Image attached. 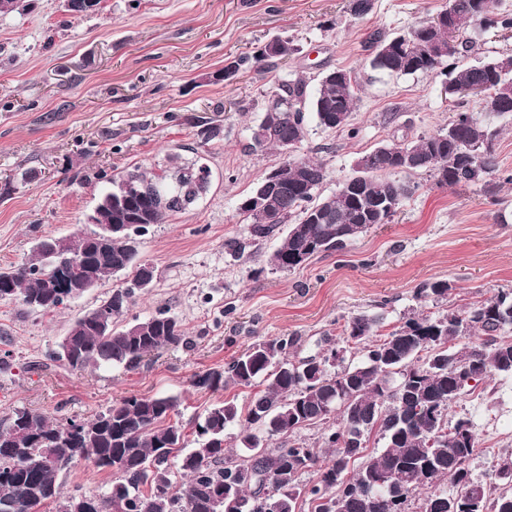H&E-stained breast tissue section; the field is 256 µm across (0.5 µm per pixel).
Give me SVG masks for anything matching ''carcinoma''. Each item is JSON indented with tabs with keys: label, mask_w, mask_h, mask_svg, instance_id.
Here are the masks:
<instances>
[{
	"label": "carcinoma",
	"mask_w": 512,
	"mask_h": 512,
	"mask_svg": "<svg viewBox=\"0 0 512 512\" xmlns=\"http://www.w3.org/2000/svg\"><path fill=\"white\" fill-rule=\"evenodd\" d=\"M453 37H448V23ZM512 29V15L495 12V0H447L436 16L412 27L405 37L376 33L372 43L388 48L371 54L372 68L388 74L433 73L442 65L429 55V44H446L449 58L467 51L465 27ZM292 52L289 42L276 38L273 52L259 49L224 68L228 77L241 68H263L273 58ZM512 87V54L455 67L449 86L469 90L485 86L494 96L483 99L485 108L512 114V99L501 102L500 87ZM280 95L279 122L269 128L262 148H280L284 140L301 143L305 113L314 114L326 129L336 127L354 136L350 127L357 93L352 75L338 69L336 77H323L312 95L301 79L283 80L273 87ZM498 132L479 122L472 113L458 111L448 130L421 136L408 147L392 142L361 155L372 176L358 182L343 180L337 189L342 202L327 220L314 214L323 198L319 187L327 179L323 162L290 157L280 165V185L270 210L242 208L250 241L274 234L282 224L288 232L267 263L275 272L302 266L318 253L342 250L375 224H388L392 215L364 205L381 199L401 204L411 188L391 174L424 170L441 186L456 187L487 182L496 175L512 183V173L501 171L494 150ZM405 168L398 169L400 164ZM204 165H189L152 174L138 170L111 179L112 190L99 201L96 212L105 224H126L133 218L144 224H161L167 215L187 209L202 193L209 178L198 174ZM132 180L151 200L126 197L119 186ZM68 250L87 257L77 282L87 287L129 272L132 278L112 289V314L100 308L77 318L66 334L78 360L74 370L87 367H121L137 370L146 357L184 342L179 320L160 309L148 318L117 325L141 293L137 276L147 263L137 247L116 237L99 245L89 233L67 237ZM12 278L13 299L33 310L50 312L65 297L49 287L56 270L38 251L28 261L4 270ZM446 281L429 282L419 293L434 301L448 298ZM380 320L357 315L342 329L346 341L361 348L362 358L339 370L336 362L319 356L295 361L288 350L295 339L275 337L256 342L235 357L224 371L197 377L200 388L217 390L233 385L259 388L241 408L224 399L194 422L193 441L172 417L179 413L177 398L166 395L129 396L90 420L69 419L53 423L46 416L18 409L7 428L0 431V512H81L74 507L81 496H65L59 476L80 463L112 474V484L102 493L86 495L90 512H297L299 500L315 503L314 512H405L407 502L420 496L419 512H448L450 487L464 482L475 499V512H512V459L500 464L498 482H474L467 467L479 447L468 418L448 420V407L469 382L492 373L512 376V289H502L465 314H417L377 339ZM479 331L485 339L470 348L477 369L456 364L448 348L463 332ZM324 426L322 445L332 452L331 462L319 469L314 485L306 488L299 478L316 464L318 451L292 439L306 426ZM243 428V454L227 450L225 435ZM384 440L382 451L369 455L373 433ZM50 456L56 465L42 464ZM187 481L176 485V473Z\"/></svg>",
	"instance_id": "cac0c4a2"
}]
</instances>
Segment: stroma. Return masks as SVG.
I'll return each mask as SVG.
<instances>
[{"instance_id":"obj_1","label":"stroma","mask_w":512,"mask_h":512,"mask_svg":"<svg viewBox=\"0 0 512 512\" xmlns=\"http://www.w3.org/2000/svg\"><path fill=\"white\" fill-rule=\"evenodd\" d=\"M25 2V10L0 14V187L10 188L0 195V269L27 260L41 237L91 232L87 217L110 178L197 159L211 177L188 210L140 236V256L157 278L127 313L144 319L168 310L185 344L133 372L76 371L49 360L70 324L122 284L119 276L50 313L0 301V355L9 361L0 370V429L20 408L89 420L131 395L176 397L188 429L216 401H250L253 389L212 391L193 381L257 341L291 336L292 359L333 348L355 362L360 352L342 335L351 316H379L385 334L407 317L461 314L512 289V183L448 188L424 171L397 173L413 192L390 223L285 273L267 266L283 231L250 243L237 211L283 160L280 150L252 146L272 87L301 78L314 88L337 68L356 79L358 134L323 129L311 117L296 150L326 164L320 196L336 191L358 156L436 133L459 109L498 129V161L512 170V116L485 111L479 97L446 93L444 74L391 75L369 65L371 34L406 32L446 0H372L361 17L352 0H102L99 12L82 17L62 0ZM275 37L291 41L294 53L224 78L228 61ZM471 38V50L447 59L446 70L512 49L510 30ZM210 127L219 130L212 139ZM436 280L450 283L447 300L420 297L422 284ZM462 416L479 440L471 476L490 482L512 456V377L494 374L467 388L448 409L449 419ZM59 481L66 495L97 493L112 476L82 463Z\"/></svg>"}]
</instances>
